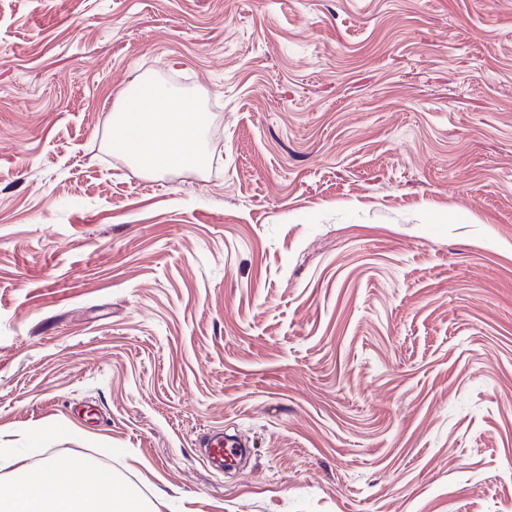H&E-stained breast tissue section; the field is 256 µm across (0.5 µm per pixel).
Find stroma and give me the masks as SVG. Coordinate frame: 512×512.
Here are the masks:
<instances>
[{
    "instance_id": "1",
    "label": "stroma",
    "mask_w": 512,
    "mask_h": 512,
    "mask_svg": "<svg viewBox=\"0 0 512 512\" xmlns=\"http://www.w3.org/2000/svg\"><path fill=\"white\" fill-rule=\"evenodd\" d=\"M147 79L204 169L114 155ZM0 446L160 512H512V0H0ZM245 452V446L229 445L220 434L212 436L207 443L208 460L213 467L220 470L235 467Z\"/></svg>"
}]
</instances>
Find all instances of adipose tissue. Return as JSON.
Instances as JSON below:
<instances>
[{
	"mask_svg": "<svg viewBox=\"0 0 512 512\" xmlns=\"http://www.w3.org/2000/svg\"><path fill=\"white\" fill-rule=\"evenodd\" d=\"M141 93L157 101L153 111H134L124 100L112 115L113 129H133L127 156L147 171L200 168L208 157L197 143L200 118L165 89L142 84ZM0 512H143L140 501L117 485L111 471L73 458L49 460L37 468L18 465L9 482H0Z\"/></svg>",
	"mask_w": 512,
	"mask_h": 512,
	"instance_id": "obj_1",
	"label": "adipose tissue"
}]
</instances>
